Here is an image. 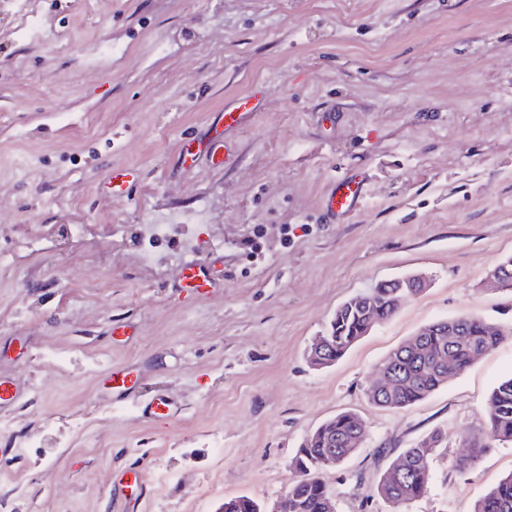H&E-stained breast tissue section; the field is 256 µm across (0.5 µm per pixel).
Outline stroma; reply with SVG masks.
<instances>
[{"label": "stroma", "mask_w": 512, "mask_h": 512, "mask_svg": "<svg viewBox=\"0 0 512 512\" xmlns=\"http://www.w3.org/2000/svg\"><path fill=\"white\" fill-rule=\"evenodd\" d=\"M32 40L0 12V512H219L273 506L320 424L356 412L362 449L324 475L335 512H471L512 472L494 444L465 477L450 459L486 428L512 375V0H27ZM124 46L107 60L100 41ZM249 98L230 157L205 145ZM192 142L194 157L180 147ZM130 169L136 181L112 186ZM365 176L345 224L329 186ZM195 224L139 262L145 224ZM86 224L84 239L63 229ZM221 287L178 288L186 262ZM428 286L334 365L305 354L351 296ZM468 314L503 340L424 400L369 402L377 367L434 322ZM132 372L113 394L108 372ZM166 393L177 412L144 418ZM428 492L379 497L380 474L432 430ZM223 447H215V439ZM142 473L144 497L118 483Z\"/></svg>", "instance_id": "obj_1"}]
</instances>
